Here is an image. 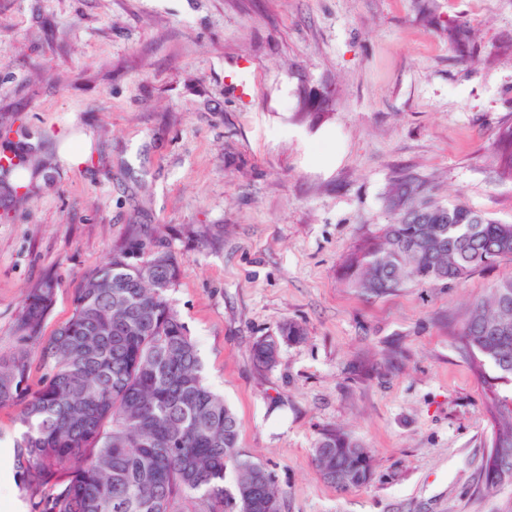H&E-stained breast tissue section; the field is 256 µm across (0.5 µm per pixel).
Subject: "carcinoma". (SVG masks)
<instances>
[{
	"mask_svg": "<svg viewBox=\"0 0 512 512\" xmlns=\"http://www.w3.org/2000/svg\"><path fill=\"white\" fill-rule=\"evenodd\" d=\"M497 174L512 180V124L494 146ZM393 220L355 245L345 275L376 297L410 284L460 283L475 271L512 260V224L464 202L442 204L433 187L397 177L385 196ZM179 265L161 245L134 238L83 277L71 318L51 339L42 332L59 283L44 278L27 290L15 318L20 349L0 357V406H20L25 431L14 468L31 512H283L271 472L239 445V425L224 398L202 377L198 347L169 302ZM512 278L469 309L460 333L482 379L492 435L512 448ZM306 329L282 323L253 346L255 362L272 368L283 345ZM40 353L42 385L32 391L30 352ZM313 455L322 479L339 490L372 477L370 451L349 432L330 428ZM234 474L233 490L224 487Z\"/></svg>",
	"mask_w": 512,
	"mask_h": 512,
	"instance_id": "cac0c4a2",
	"label": "carcinoma"
}]
</instances>
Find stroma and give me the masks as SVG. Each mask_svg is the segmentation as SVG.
<instances>
[{
    "instance_id": "stroma-1",
    "label": "stroma",
    "mask_w": 512,
    "mask_h": 512,
    "mask_svg": "<svg viewBox=\"0 0 512 512\" xmlns=\"http://www.w3.org/2000/svg\"><path fill=\"white\" fill-rule=\"evenodd\" d=\"M242 60L245 98L227 86ZM308 93L324 120L302 115ZM506 124L512 0H0V153L45 163L0 191V355L28 288L60 282L51 337L137 231L177 256L170 300L284 512H512V485H485L491 421L458 341L512 262L382 297L341 276L402 173L512 224ZM62 142L91 152L67 164ZM288 320L305 340L258 366L253 343ZM17 414L0 406V496L28 512ZM336 426L374 460L348 492L313 459ZM494 154L498 176L501 179L512 180V124L499 129Z\"/></svg>"
}]
</instances>
